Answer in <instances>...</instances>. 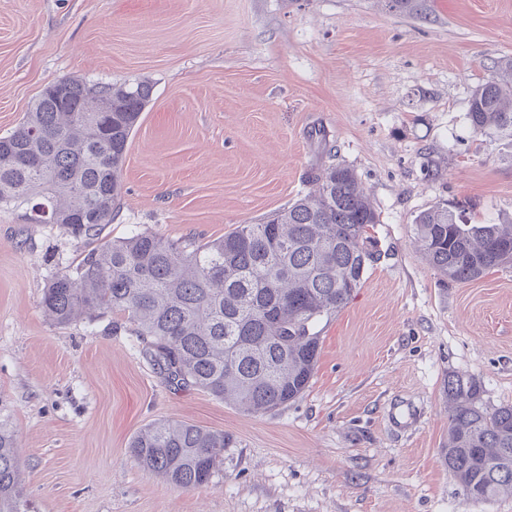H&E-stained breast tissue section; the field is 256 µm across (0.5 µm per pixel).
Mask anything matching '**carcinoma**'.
<instances>
[{
  "instance_id": "carcinoma-1",
  "label": "carcinoma",
  "mask_w": 512,
  "mask_h": 512,
  "mask_svg": "<svg viewBox=\"0 0 512 512\" xmlns=\"http://www.w3.org/2000/svg\"><path fill=\"white\" fill-rule=\"evenodd\" d=\"M421 16L425 0H386ZM501 78L471 94L475 133L512 131V58ZM112 91V111L94 112L89 88ZM145 81L68 80L66 99L41 92L23 122L0 135V209L30 224H58L90 239L112 223L123 191L132 132L149 103ZM315 190L260 224L189 246L135 231L89 250L52 276L42 308L57 325L106 314L134 326L146 355L174 387H198L243 413L262 415L298 398L314 375L317 324L343 308L379 259L369 227L379 223L355 172L330 165L309 173ZM426 258L444 279L469 283L512 266V224H470L446 205L414 220ZM224 433L177 420L141 430L129 452L174 489L208 484L224 460ZM448 471L473 503L512 495V405L480 404V386L448 376ZM0 512H34L21 458L0 419Z\"/></svg>"
}]
</instances>
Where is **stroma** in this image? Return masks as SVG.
Masks as SVG:
<instances>
[{"instance_id": "35a3bbf8", "label": "stroma", "mask_w": 512, "mask_h": 512, "mask_svg": "<svg viewBox=\"0 0 512 512\" xmlns=\"http://www.w3.org/2000/svg\"><path fill=\"white\" fill-rule=\"evenodd\" d=\"M0 0V135L62 78L149 82L124 193L100 241L131 230L207 243L304 194L311 169L355 171L380 253L322 318L316 373L250 416L164 382L112 315L49 322L50 276L94 241L0 210V414L35 512H512L448 472V377L512 405V267L456 284L415 245L440 203L512 222V134H476L472 91L512 57V0ZM227 434L219 474L175 490L131 438L160 420Z\"/></svg>"}]
</instances>
